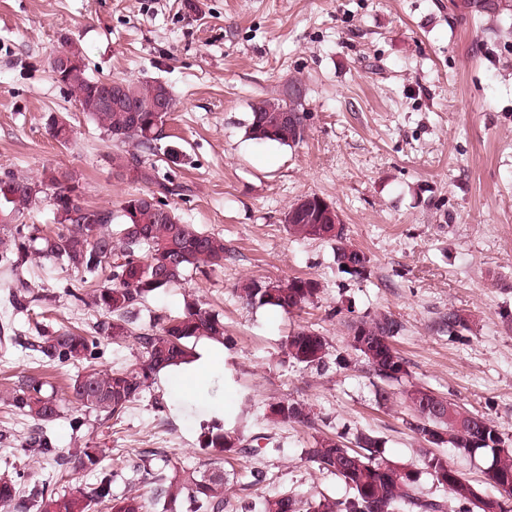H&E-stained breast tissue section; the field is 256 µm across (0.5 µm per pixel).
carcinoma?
Masks as SVG:
<instances>
[{"instance_id": "1", "label": "carcinoma", "mask_w": 512, "mask_h": 512, "mask_svg": "<svg viewBox=\"0 0 512 512\" xmlns=\"http://www.w3.org/2000/svg\"><path fill=\"white\" fill-rule=\"evenodd\" d=\"M61 51L75 60L67 71L52 70L54 80L74 96L82 112L113 142L131 149L112 157L116 175L125 176L135 168L138 181L151 186L145 194L126 198L119 209L93 207L83 194L71 195L80 185L70 187L74 179L55 168H45L37 177L0 174V268L15 274L8 284V301L17 312L47 296L31 288L19 270L28 262L41 259L78 273L75 282L65 288V295L92 306L102 319L89 332L58 328L36 329L26 339V348L53 365L85 364L69 386V396L59 399L48 390V383L34 374H24L14 382L7 406L33 421L22 444L23 450L35 449L53 459L59 471L95 470L100 458L93 448L65 455L56 451L46 425L63 417L70 407L95 412L106 420H121L131 403L137 401L149 382L169 366L193 357L194 344L202 338L224 341V320L193 298L184 300L175 316L158 320L146 332L136 331L140 307L153 295L183 281L188 274L224 266V238L186 224L168 206L167 197L179 194L180 186L159 176L156 167L144 157L158 150L164 121L157 112L129 111L131 104L148 105L160 91L167 95L169 110L177 100L159 80L121 81L122 98L112 102V109L100 106L108 82L106 78L86 74L78 46L63 41ZM288 99L270 98L251 107L245 134L258 142L293 146L303 141L306 132L300 84L292 85ZM292 111L296 127L279 123L283 109ZM160 195L151 205L143 196ZM48 202L55 229L50 235L36 233V227L22 222L24 213ZM325 200L307 195L288 207L296 213L288 233L301 239L336 241L337 261L343 266L358 261L363 252L348 243L344 228L334 230L328 223ZM103 268L110 269L111 284L84 292L87 277ZM239 297L251 307L271 306L288 313L314 303L320 283L313 278L294 277L281 281L249 280L238 289ZM400 323L390 314H379L351 326L348 348L354 351L373 374L385 384L401 381L408 375L392 345ZM133 340L142 349V360L132 369L101 370L93 365L102 342ZM282 347L288 358L306 367L321 370L330 357L327 339L309 329L284 337ZM413 412L423 411V402L434 394L413 384L405 390ZM446 411L427 415L424 421L414 417L410 429L423 441L448 444L469 457L483 459L494 466L500 481L495 492L482 494L448 463L444 455H432L425 462L434 483L448 490L450 502L429 497L421 490L422 472L384 457V443L362 433L357 448L343 443V436H321L306 450L307 458L318 469L330 472L349 488V495L339 500L322 497L308 504L307 512H512V448L503 446L501 433L491 418L463 409L442 398ZM268 418L274 424L305 422L315 425V413L304 402L284 399L270 405ZM241 438L217 426L205 435L201 450L216 458L202 473L174 471L159 479L158 497L175 507L182 496L195 505L193 512H224V454L239 448ZM105 505L109 512H150L149 502L140 494L115 496L111 476L105 474L96 484L75 490L55 491L44 485L24 492L9 476L0 477V507L6 512H94ZM260 512H300V501L293 495L279 494L265 498Z\"/></svg>"}]
</instances>
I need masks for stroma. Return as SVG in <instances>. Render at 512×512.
Instances as JSON below:
<instances>
[{
	"label": "stroma",
	"mask_w": 512,
	"mask_h": 512,
	"mask_svg": "<svg viewBox=\"0 0 512 512\" xmlns=\"http://www.w3.org/2000/svg\"><path fill=\"white\" fill-rule=\"evenodd\" d=\"M470 2L0 0V173L56 168L79 181L89 205L109 209L145 191L116 177V144L54 80L49 62L68 37L89 75L169 86L178 107L148 161L183 187L170 207L226 248L223 269L149 298L137 322L146 328L176 315L188 297L222 314L233 344L208 380L210 394L188 400L157 377L121 421L88 412L80 431L66 416L49 425L63 453L100 449L115 494L142 493L151 512H166L133 467L208 468L200 440L220 401L246 447L224 463V512L279 492L346 497L342 482L306 458L319 434H375L386 457L419 468L430 455L447 456L486 490L480 460L410 430L401 385L376 402V377L347 346L351 322L391 314L402 326L394 346L409 381L489 416L512 447V0L483 13ZM295 82L304 141L247 139L252 104L286 97ZM54 116L69 122V143L52 137ZM311 194L333 205L348 240L367 255L363 274L338 263L333 242L289 235L288 206ZM22 275L45 299L12 311L10 275L0 271V323L15 335H33L38 322L87 330L99 320L64 295L70 274L60 266L35 262ZM295 276L321 285L300 311L253 308L237 294L249 280ZM452 310L468 321L458 335L448 330ZM302 328L325 336L346 367L319 373L289 359L281 342ZM81 371L18 346L0 350V395L24 373L60 388ZM283 399L310 405L317 427L270 423V404ZM30 427L0 405V474L21 473L24 487L96 482L97 472L62 474L42 455L19 451ZM251 470L264 482L249 485Z\"/></svg>",
	"instance_id": "1"
}]
</instances>
